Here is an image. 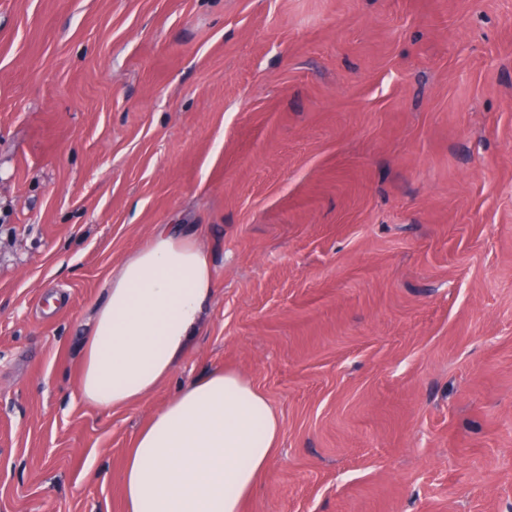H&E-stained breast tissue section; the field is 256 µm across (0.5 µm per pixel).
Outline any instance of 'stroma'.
Returning <instances> with one entry per match:
<instances>
[{
	"label": "stroma",
	"instance_id": "1",
	"mask_svg": "<svg viewBox=\"0 0 512 512\" xmlns=\"http://www.w3.org/2000/svg\"><path fill=\"white\" fill-rule=\"evenodd\" d=\"M161 224L205 318L89 407ZM214 369L282 423L243 512H512V0H0V512H123L137 432ZM213 292L209 259L194 237L157 229L107 281L84 339L81 400L113 411L144 399L189 348Z\"/></svg>",
	"mask_w": 512,
	"mask_h": 512
}]
</instances>
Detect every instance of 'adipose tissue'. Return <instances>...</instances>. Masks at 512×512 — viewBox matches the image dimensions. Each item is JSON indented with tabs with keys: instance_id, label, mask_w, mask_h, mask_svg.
I'll return each instance as SVG.
<instances>
[{
	"instance_id": "1",
	"label": "adipose tissue",
	"mask_w": 512,
	"mask_h": 512,
	"mask_svg": "<svg viewBox=\"0 0 512 512\" xmlns=\"http://www.w3.org/2000/svg\"><path fill=\"white\" fill-rule=\"evenodd\" d=\"M214 292L194 237L163 226L107 281L79 375L82 401L139 402L189 348ZM282 427L267 398L224 370L179 390L135 437L121 475L124 512H243Z\"/></svg>"
}]
</instances>
